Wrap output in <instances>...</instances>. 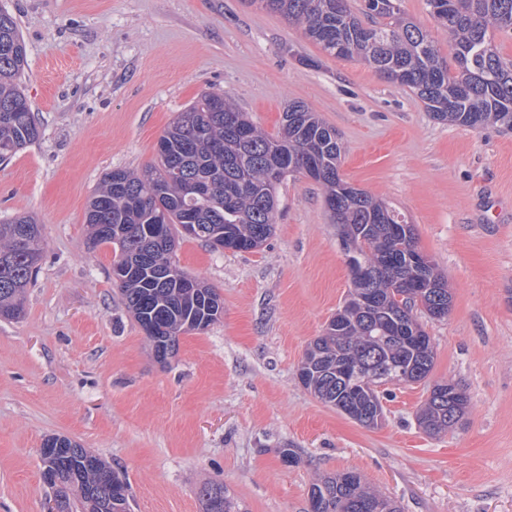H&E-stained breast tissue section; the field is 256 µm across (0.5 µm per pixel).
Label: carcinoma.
<instances>
[{
    "label": "carcinoma",
    "instance_id": "carcinoma-1",
    "mask_svg": "<svg viewBox=\"0 0 512 512\" xmlns=\"http://www.w3.org/2000/svg\"><path fill=\"white\" fill-rule=\"evenodd\" d=\"M264 10L303 27L335 57H358L379 74L412 89L433 119L470 128L512 129V67L497 52L495 31L512 34V0H426L433 18L454 41L448 68L428 34L403 17L400 0H365L366 26L348 0H262ZM26 46L14 18L0 11V162L39 139L20 85ZM336 131L309 106L288 104L277 133L257 128L227 94L205 93L178 114L160 137L152 164L140 171L114 169L88 200L90 243L110 244L113 264L127 268L116 280L128 312L152 355L166 363L180 335L204 330L224 314L217 290L174 261L184 238L235 252L260 248L275 231L277 185L265 170L287 156L290 174L318 168L314 181L346 245L371 265L337 311L343 330L328 326L306 348L298 379L316 399L364 427L384 415L375 384L426 380L434 348L421 318L448 315L451 296L436 264L424 265L414 225L386 203L349 187L339 176ZM210 187L193 192V183ZM43 253L40 225L31 215L0 222V317L16 319ZM468 400L451 381L436 382L417 415L430 435L453 429ZM63 443L68 468L49 487L58 512H130L125 478L78 442ZM202 512H243L224 485L204 483ZM310 512H401L396 501L369 488L348 469L318 478Z\"/></svg>",
    "mask_w": 512,
    "mask_h": 512
}]
</instances>
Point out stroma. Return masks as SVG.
<instances>
[{
    "label": "stroma",
    "instance_id": "stroma-1",
    "mask_svg": "<svg viewBox=\"0 0 512 512\" xmlns=\"http://www.w3.org/2000/svg\"><path fill=\"white\" fill-rule=\"evenodd\" d=\"M19 24L23 86L40 139L0 163V221L35 214L44 249L25 308L0 318V512H46L40 448L64 435L126 479L132 512H201L202 482L245 512H308L322 475L359 471L402 512H512V130L432 119L408 87L327 55L248 0H0ZM226 93L275 133L289 103L319 112L341 178L404 213L447 277V317L425 320L427 380L381 386L366 428L297 378L351 287L322 187L287 177L276 229L251 252L181 240L182 269L217 289L224 315L181 335L160 364L90 247L89 197L110 170L154 160L202 93ZM469 397L455 429L415 420L435 382ZM295 449L297 464L281 451Z\"/></svg>",
    "mask_w": 512,
    "mask_h": 512
}]
</instances>
